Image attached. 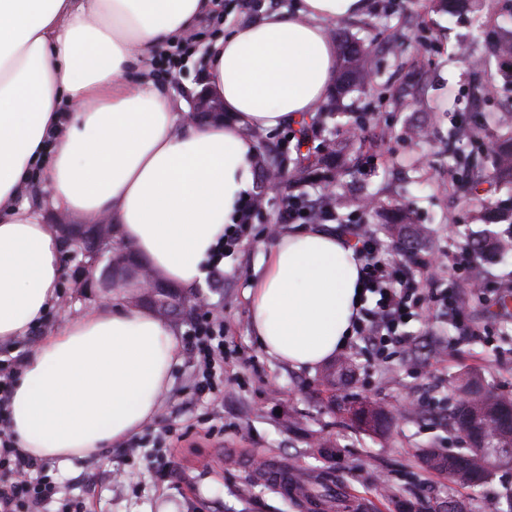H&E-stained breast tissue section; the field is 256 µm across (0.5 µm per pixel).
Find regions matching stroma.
I'll return each instance as SVG.
<instances>
[{"mask_svg":"<svg viewBox=\"0 0 512 512\" xmlns=\"http://www.w3.org/2000/svg\"><path fill=\"white\" fill-rule=\"evenodd\" d=\"M216 15L196 32L190 55L174 73L162 71L159 59L143 69L156 87L189 104L209 81L204 45L237 25L257 19L262 10L295 11L300 0H219ZM363 18L330 22L370 46L375 78L344 98L353 111L365 113L353 128L327 124L313 144L341 153L356 169L353 179L337 183L341 204L337 225H368L384 244V258L410 262L396 248L388 218L408 210L427 230L422 257H441L447 265L460 230L481 228L472 209L458 196L463 163L448 159V133L462 117L512 105L499 64L473 66L484 43L466 15H451L431 0H368ZM422 127L425 138L412 136ZM293 126L252 129L257 147L253 192L264 197L251 236L230 251L202 287L185 291L188 300L203 299L224 326V383L217 397L196 391L199 367L182 353L171 372L172 387L156 420L127 439L75 463L67 472L53 471L56 497L43 512H59L62 499H84L87 512H320L309 502L283 495L260 480L256 468L291 466L309 486L327 481L332 512H448L449 502L466 512H497L512 492V469L498 471L484 491H469L427 470L422 458L431 448H457L448 431V404L455 378L479 373L492 391L512 397V312L501 309V296L512 294V251L488 263L479 287L466 274L444 270L436 279L459 303L458 333L440 303L429 302V319L412 317L402 327L406 348L372 351L352 336L339 359L348 371L326 382L323 369L297 372L272 361L249 330L246 288L270 243L269 225L279 223L286 193L265 192L268 167L281 160V145ZM99 290L85 281L72 261H65L59 299L45 324L18 340L21 352L36 347L66 319L98 305ZM383 405L391 414L387 430L358 426L359 404ZM174 426L180 438L158 443L160 431Z\"/></svg>","mask_w":512,"mask_h":512,"instance_id":"35a3bbf8","label":"stroma"}]
</instances>
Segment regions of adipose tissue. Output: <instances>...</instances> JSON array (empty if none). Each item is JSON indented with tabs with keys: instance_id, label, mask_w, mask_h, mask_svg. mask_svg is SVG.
I'll return each mask as SVG.
<instances>
[{
	"instance_id": "1",
	"label": "adipose tissue",
	"mask_w": 512,
	"mask_h": 512,
	"mask_svg": "<svg viewBox=\"0 0 512 512\" xmlns=\"http://www.w3.org/2000/svg\"><path fill=\"white\" fill-rule=\"evenodd\" d=\"M367 7L302 0L211 41L210 88L228 118L203 124L132 71L193 34L213 0H0V346L13 349L59 298L61 238L28 202L33 185L87 223L109 217L115 254L203 284L254 187L243 127L314 114L336 75L327 24ZM261 265L247 289L251 335L270 358L315 371L352 336L361 258L335 225L309 224L277 232ZM126 290L23 356L7 408L22 456L65 472L158 415L180 339Z\"/></svg>"
}]
</instances>
